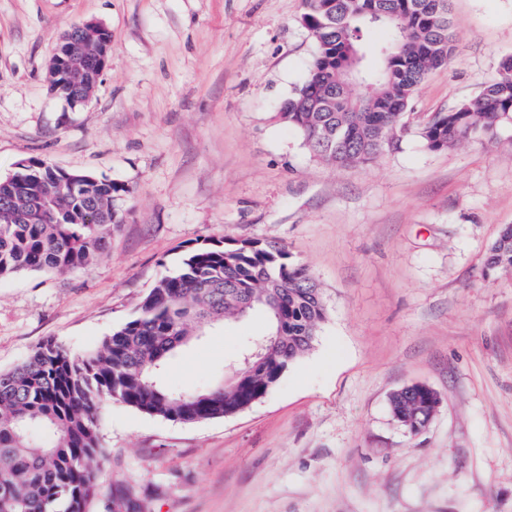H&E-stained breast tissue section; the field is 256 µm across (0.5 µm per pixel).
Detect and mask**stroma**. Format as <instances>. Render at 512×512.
<instances>
[{
    "label": "stroma",
    "instance_id": "obj_1",
    "mask_svg": "<svg viewBox=\"0 0 512 512\" xmlns=\"http://www.w3.org/2000/svg\"><path fill=\"white\" fill-rule=\"evenodd\" d=\"M303 0H0V177L39 158L126 184L90 268L0 281V371L54 340L95 346L204 240L284 245L327 307L317 342L249 409L182 424L102 401L92 512H512V125L428 150L421 127L512 56V0H451L455 51L417 88L398 149L356 168L312 157L280 107L316 44ZM111 34L72 108L49 63L73 26ZM262 313L204 326L168 384L229 376ZM441 400L409 433L390 394ZM504 268H512V226L506 227L488 249L482 276L491 280Z\"/></svg>",
    "mask_w": 512,
    "mask_h": 512
}]
</instances>
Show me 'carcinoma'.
Returning a JSON list of instances; mask_svg holds the SVG:
<instances>
[{
  "mask_svg": "<svg viewBox=\"0 0 512 512\" xmlns=\"http://www.w3.org/2000/svg\"><path fill=\"white\" fill-rule=\"evenodd\" d=\"M450 0H304L316 42L308 79L281 118L311 156L351 168L398 148L416 88L454 51ZM381 27L387 39L369 44ZM512 123V57L470 101L439 112L420 131L431 151L491 142ZM130 188L30 159L0 178V280L26 272L67 273L100 257L122 221ZM512 268V226L488 249L486 280ZM261 311L267 332L250 348L248 373L194 392L161 381L165 364L204 323ZM326 320L321 288L285 247L258 240H209L142 300L138 312L91 350L46 342L0 372V512H88L102 452L99 404L186 424L233 416L264 398L314 346Z\"/></svg>",
  "mask_w": 512,
  "mask_h": 512,
  "instance_id": "obj_1",
  "label": "carcinoma"
}]
</instances>
